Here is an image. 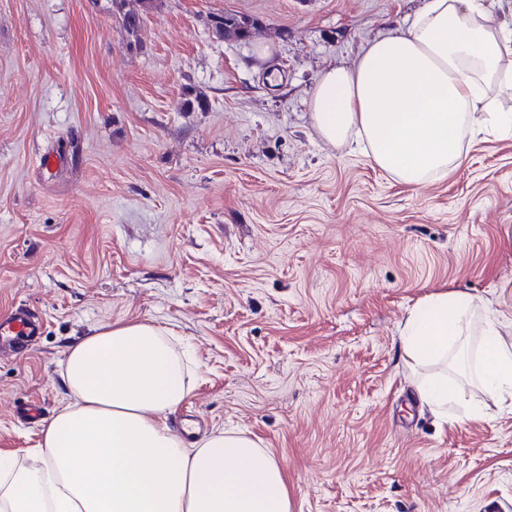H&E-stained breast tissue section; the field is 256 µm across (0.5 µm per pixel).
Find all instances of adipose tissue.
<instances>
[{"label": "adipose tissue", "instance_id": "ef3b65f1", "mask_svg": "<svg viewBox=\"0 0 512 512\" xmlns=\"http://www.w3.org/2000/svg\"><path fill=\"white\" fill-rule=\"evenodd\" d=\"M497 0H425L402 27L368 43L355 64L317 80L311 118L328 144L362 146L378 168L413 188L446 179L479 129L512 133L491 85L512 91V25ZM478 307L468 291L436 293L401 324L406 361L448 356ZM481 382L496 406L512 404V344L494 317L482 330ZM68 401L47 420L27 466L0 455V512H292L287 477L266 449L237 431L186 447L167 416L192 389L169 330L109 323L73 341L61 363ZM421 406L462 409L460 389L430 376Z\"/></svg>", "mask_w": 512, "mask_h": 512}]
</instances>
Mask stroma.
<instances>
[{
  "label": "stroma",
  "mask_w": 512,
  "mask_h": 512,
  "mask_svg": "<svg viewBox=\"0 0 512 512\" xmlns=\"http://www.w3.org/2000/svg\"><path fill=\"white\" fill-rule=\"evenodd\" d=\"M424 0H158L140 49L112 0H0V453L34 462L68 343L102 324L171 330L193 387L167 424L270 449L292 512H512V413L442 420L399 324L462 288L512 343V137H469L414 189L317 134L319 73L353 65ZM256 22L216 40L214 14ZM208 111H183L186 88ZM431 365L488 401L478 364ZM36 333V324L30 314L23 309L0 317V353L4 346L20 350Z\"/></svg>",
  "instance_id": "stroma-1"
}]
</instances>
